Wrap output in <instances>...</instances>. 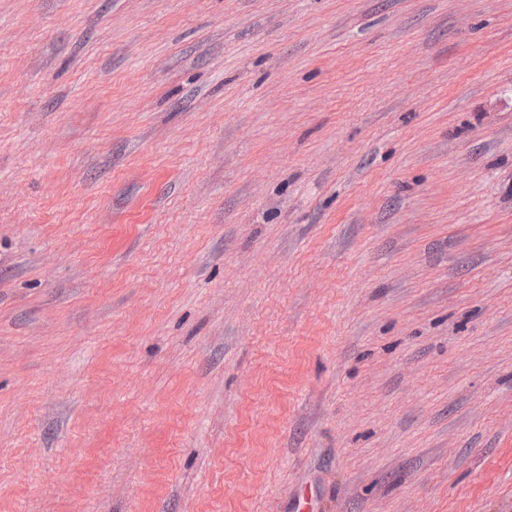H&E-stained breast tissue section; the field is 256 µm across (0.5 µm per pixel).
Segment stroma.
I'll use <instances>...</instances> for the list:
<instances>
[{
    "mask_svg": "<svg viewBox=\"0 0 512 512\" xmlns=\"http://www.w3.org/2000/svg\"><path fill=\"white\" fill-rule=\"evenodd\" d=\"M0 512H512V0H0Z\"/></svg>",
    "mask_w": 512,
    "mask_h": 512,
    "instance_id": "1",
    "label": "stroma"
}]
</instances>
